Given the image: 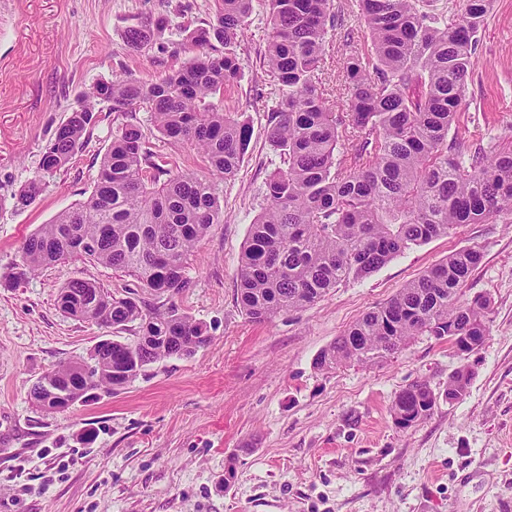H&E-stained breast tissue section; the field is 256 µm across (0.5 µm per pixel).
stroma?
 Masks as SVG:
<instances>
[{"mask_svg": "<svg viewBox=\"0 0 512 512\" xmlns=\"http://www.w3.org/2000/svg\"><path fill=\"white\" fill-rule=\"evenodd\" d=\"M335 5L341 20L328 35L321 80L345 112L346 61L370 46L356 0ZM212 8V0H0V274L19 262L26 236L93 188L112 133L108 112L70 163L44 176L33 204H15L70 109L115 74L148 81L181 68L190 58L183 28L209 21ZM160 17L165 31L146 48L128 46L130 28ZM267 34V4L253 0L236 45L241 78L220 101L250 123L251 141L236 176L219 186L224 221L193 249L189 286L176 298L206 326L209 344L149 365L117 393L50 413L32 403L33 383L112 335L64 314L61 288L81 279L122 294L138 284L112 267L67 260L0 287V512H512V218L466 224L406 250L305 310L270 322L242 313L241 255L280 164L263 99L272 82ZM478 40L460 124L470 141L506 145L512 0H493ZM151 142L168 174L201 169L192 147L157 135ZM464 246L483 253L465 296L492 306L478 350L463 359L423 335L379 364L315 368L319 352L365 312ZM463 362L473 376L451 403L448 377ZM415 381L427 382L437 403L402 429L392 401Z\"/></svg>", "mask_w": 512, "mask_h": 512, "instance_id": "1", "label": "stroma"}]
</instances>
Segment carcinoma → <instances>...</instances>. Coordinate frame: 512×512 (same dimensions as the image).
<instances>
[{
    "label": "carcinoma",
    "mask_w": 512,
    "mask_h": 512,
    "mask_svg": "<svg viewBox=\"0 0 512 512\" xmlns=\"http://www.w3.org/2000/svg\"><path fill=\"white\" fill-rule=\"evenodd\" d=\"M213 21L185 30L190 62L155 80L116 74L93 85L45 145L42 174L17 196L27 207L42 194L45 175L67 164L99 122L103 104L114 113L111 142L88 198L41 225L20 247L21 260L0 277L13 288L54 263L84 258L121 269L139 287L168 302L152 306L135 292L116 295L72 280L60 291L66 314L122 329L138 324L132 341L95 346L85 360L38 380L85 394L124 388L145 368L171 356H190L210 341L174 298L187 287L185 260L213 225L224 223L219 182L233 177L250 140V126L213 99L237 82L235 46L250 22L253 0H213ZM264 54L273 77L269 141L283 162L266 180L267 206L251 225L239 269L238 303L256 322L313 306L339 284L361 280L404 251L449 236L463 224L512 216V145L448 143L457 127L474 66L486 0H467L450 21L423 10V0H360V23L371 56L345 66L350 111L328 106L319 77L334 0H269ZM134 27L127 42L141 48L152 26ZM224 53H216V45ZM136 109L150 114L169 143L197 150L206 173L185 170L166 181L140 124L119 121ZM482 260L474 246L455 250L383 305L366 312L315 358L320 370L376 364L419 335L452 341L460 354L483 344L490 303L463 289ZM472 377L465 364L448 377V402L461 399ZM437 397L425 382L402 389L392 402L395 424L410 428L431 415Z\"/></svg>",
    "instance_id": "1"
}]
</instances>
